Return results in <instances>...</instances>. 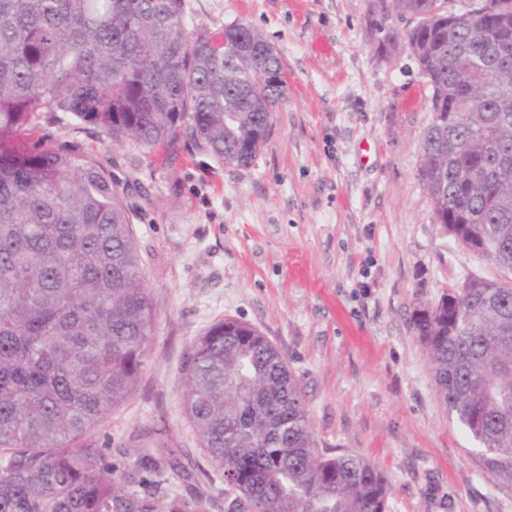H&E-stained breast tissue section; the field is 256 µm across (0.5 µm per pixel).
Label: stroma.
<instances>
[{"instance_id":"obj_1","label":"stroma","mask_w":512,"mask_h":512,"mask_svg":"<svg viewBox=\"0 0 512 512\" xmlns=\"http://www.w3.org/2000/svg\"><path fill=\"white\" fill-rule=\"evenodd\" d=\"M389 0H185L189 25L258 29L278 53L286 99L255 162L147 158L132 143L78 134L127 187L144 284L158 311L137 393L94 436L127 491L142 428L165 424L191 457L182 358L225 318L286 355L315 439L377 464L390 512H512L439 402L412 329L418 302L468 276L503 279L434 224L418 177L431 91L405 44L381 50L376 20L402 29Z\"/></svg>"}]
</instances>
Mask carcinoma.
I'll use <instances>...</instances> for the list:
<instances>
[{"instance_id": "cac0c4a2", "label": "carcinoma", "mask_w": 512, "mask_h": 512, "mask_svg": "<svg viewBox=\"0 0 512 512\" xmlns=\"http://www.w3.org/2000/svg\"><path fill=\"white\" fill-rule=\"evenodd\" d=\"M402 41L432 90L419 178L434 222L512 266V0H392ZM508 13L502 12L503 4ZM286 75L254 27L185 22L184 0H0V512H208L173 446L142 454L140 490L114 477L93 432L136 392L157 310L124 203L98 153L34 130L74 121L114 145L254 162ZM412 325L435 389L512 486V284L469 277ZM184 414L235 496L227 512H389L369 459L318 447L284 352L250 323L210 326L185 359Z\"/></svg>"}]
</instances>
